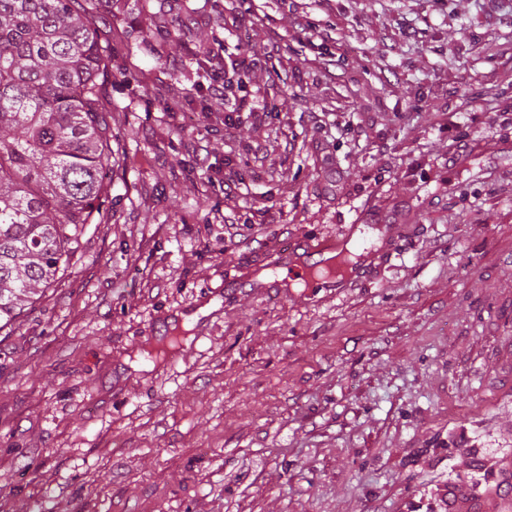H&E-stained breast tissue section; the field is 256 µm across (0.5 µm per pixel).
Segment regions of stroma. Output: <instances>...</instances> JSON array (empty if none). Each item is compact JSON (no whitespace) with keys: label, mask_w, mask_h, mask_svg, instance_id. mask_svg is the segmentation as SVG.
Here are the masks:
<instances>
[{"label":"stroma","mask_w":512,"mask_h":512,"mask_svg":"<svg viewBox=\"0 0 512 512\" xmlns=\"http://www.w3.org/2000/svg\"><path fill=\"white\" fill-rule=\"evenodd\" d=\"M92 2L105 219L0 330V512H448L511 477L512 0ZM367 217L351 287L275 283ZM298 247L306 248L308 250H314L310 242H298L290 246L289 249L287 248L280 250L281 255H278V260L282 263V267L288 266L289 274L292 275L293 278H299L305 281L306 287H309L306 281V268H308V266L303 262H301V265L295 262L292 255L293 251L296 250Z\"/></svg>","instance_id":"1"}]
</instances>
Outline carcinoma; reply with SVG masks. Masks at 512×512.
Instances as JSON below:
<instances>
[{
  "label": "carcinoma",
  "mask_w": 512,
  "mask_h": 512,
  "mask_svg": "<svg viewBox=\"0 0 512 512\" xmlns=\"http://www.w3.org/2000/svg\"><path fill=\"white\" fill-rule=\"evenodd\" d=\"M90 0H0V329L104 219L108 64Z\"/></svg>",
  "instance_id": "cac0c4a2"
}]
</instances>
